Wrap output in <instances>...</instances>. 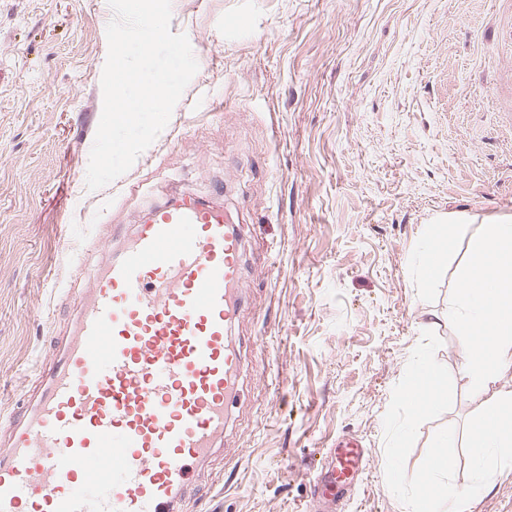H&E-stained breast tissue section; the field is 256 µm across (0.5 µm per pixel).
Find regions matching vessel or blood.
I'll use <instances>...</instances> for the list:
<instances>
[{
  "label": "vessel or blood",
  "mask_w": 512,
  "mask_h": 512,
  "mask_svg": "<svg viewBox=\"0 0 512 512\" xmlns=\"http://www.w3.org/2000/svg\"><path fill=\"white\" fill-rule=\"evenodd\" d=\"M243 237L223 209H154L89 278L71 330L42 359L31 407L0 435V512H177L224 437L243 371ZM371 449L337 441L311 512H333Z\"/></svg>",
  "instance_id": "b4317fda"
}]
</instances>
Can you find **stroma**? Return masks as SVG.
<instances>
[{"mask_svg":"<svg viewBox=\"0 0 512 512\" xmlns=\"http://www.w3.org/2000/svg\"><path fill=\"white\" fill-rule=\"evenodd\" d=\"M112 17L107 0H0V423L125 236L199 197L244 233L243 374L179 512H309L340 437L373 451L341 512H407L383 418L424 331L453 402L406 471L482 408L448 304L475 234L512 219V0H172L198 71L155 142L91 191ZM432 233L452 246L428 280Z\"/></svg>","mask_w":512,"mask_h":512,"instance_id":"1","label":"stroma"}]
</instances>
